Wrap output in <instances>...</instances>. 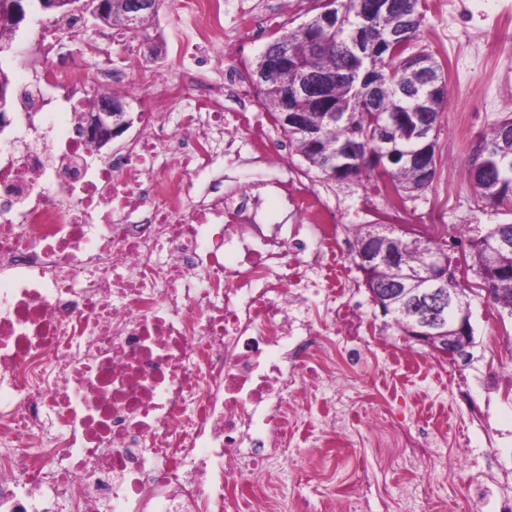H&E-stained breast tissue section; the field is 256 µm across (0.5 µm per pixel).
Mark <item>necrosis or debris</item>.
<instances>
[{
    "label": "necrosis or debris",
    "mask_w": 512,
    "mask_h": 512,
    "mask_svg": "<svg viewBox=\"0 0 512 512\" xmlns=\"http://www.w3.org/2000/svg\"><path fill=\"white\" fill-rule=\"evenodd\" d=\"M177 6L189 41L233 55L224 0ZM36 51L0 146V512H298L268 479L288 419L376 344L351 236L240 72L216 90L140 70L143 122L103 159L80 132L89 83L55 40ZM126 79L89 85L109 98ZM243 162L249 188L228 175ZM369 423L404 465L434 466L430 433Z\"/></svg>",
    "instance_id": "necrosis-or-debris-1"
}]
</instances>
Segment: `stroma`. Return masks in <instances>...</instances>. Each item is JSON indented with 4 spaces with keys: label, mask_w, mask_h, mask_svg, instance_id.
Wrapping results in <instances>:
<instances>
[{
    "label": "stroma",
    "mask_w": 512,
    "mask_h": 512,
    "mask_svg": "<svg viewBox=\"0 0 512 512\" xmlns=\"http://www.w3.org/2000/svg\"><path fill=\"white\" fill-rule=\"evenodd\" d=\"M54 17L51 11L31 10L11 38L10 51L0 56V69L11 80L10 92H17L21 70L40 65L39 56L23 55L22 50L38 40ZM184 29L176 0H163L144 31L126 33L123 41L108 45L106 61L130 73L147 66L183 75ZM417 46L442 63L448 99L436 139L437 177L405 206L419 219L437 199L445 201L441 244L449 260L464 269L471 290L472 358L466 367L455 368L408 338L381 315L369 292H362L364 312L379 334L380 346L368 355L357 378L336 374V395L343 400L350 432L334 434V446L326 451L333 461L330 470L313 469L305 452L319 433L316 416L325 405L319 401L304 407L288 424L291 446L278 463L289 475L284 495L306 502L308 512H325L329 492L347 502L359 471L370 481L371 512H399L401 494L412 483L425 487L415 512H497L499 496L512 493V397L484 386L489 370L512 376V315L487 298L473 258L480 235L494 225L512 224V208L487 204L465 171L479 136L512 113V0H425ZM288 162L304 169L314 190L337 209L343 231L367 223L363 204L382 208L391 201L387 195L375 196L374 178L342 184L307 167L299 154H291ZM374 401L409 427L435 419L432 469L393 464L386 441L362 430Z\"/></svg>",
    "instance_id": "obj_1"
}]
</instances>
